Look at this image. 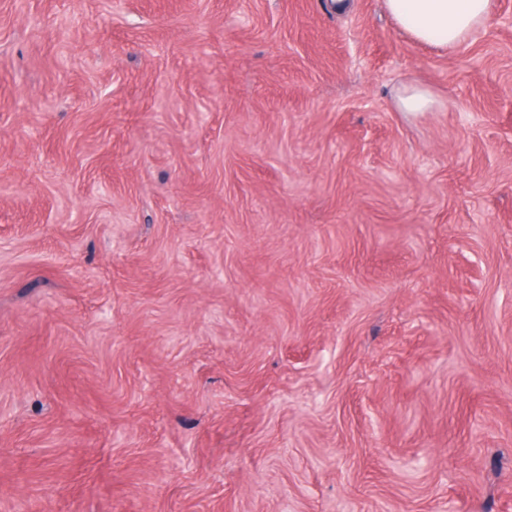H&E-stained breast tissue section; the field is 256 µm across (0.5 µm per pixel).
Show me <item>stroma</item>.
<instances>
[{"mask_svg": "<svg viewBox=\"0 0 512 512\" xmlns=\"http://www.w3.org/2000/svg\"><path fill=\"white\" fill-rule=\"evenodd\" d=\"M0 512H512V26L0 0ZM396 103L401 112H428L437 101L428 89L409 85L399 94Z\"/></svg>", "mask_w": 512, "mask_h": 512, "instance_id": "stroma-1", "label": "stroma"}]
</instances>
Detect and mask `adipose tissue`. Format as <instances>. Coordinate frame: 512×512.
Returning a JSON list of instances; mask_svg holds the SVG:
<instances>
[{
    "label": "adipose tissue",
    "instance_id": "adipose-tissue-1",
    "mask_svg": "<svg viewBox=\"0 0 512 512\" xmlns=\"http://www.w3.org/2000/svg\"><path fill=\"white\" fill-rule=\"evenodd\" d=\"M384 6L417 43L452 50L486 27L493 0H384Z\"/></svg>",
    "mask_w": 512,
    "mask_h": 512
}]
</instances>
